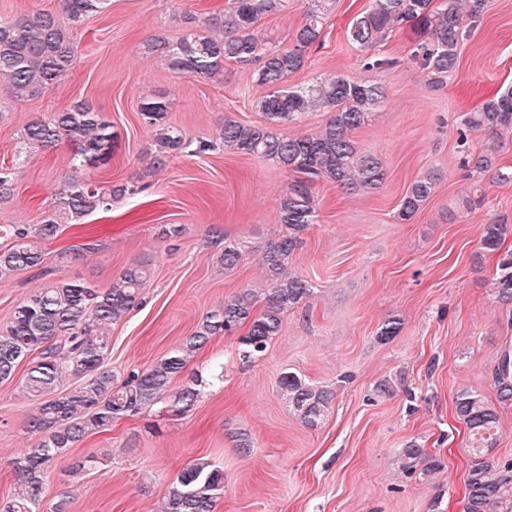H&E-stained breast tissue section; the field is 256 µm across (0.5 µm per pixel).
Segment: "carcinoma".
I'll use <instances>...</instances> for the list:
<instances>
[{"label": "carcinoma", "mask_w": 512, "mask_h": 512, "mask_svg": "<svg viewBox=\"0 0 512 512\" xmlns=\"http://www.w3.org/2000/svg\"><path fill=\"white\" fill-rule=\"evenodd\" d=\"M335 0H307L302 21L291 41L271 47L262 35V21L288 6V0H232V6L197 19L187 18L184 33L171 39L159 34L147 41L144 52L156 54L169 70L200 78L224 73L227 62H257L256 83L266 93L256 100L264 125L224 122L219 137L225 149L266 158L294 174L279 200V221L288 234L269 243L262 257L270 288L262 293L244 289L224 300V307L208 313L195 330L169 355L150 367L132 372L124 383L114 382L104 368L112 325L142 303L147 270L141 264L126 268L107 289L82 279H62L33 292L16 309L11 324L0 330V382L10 379L18 365L30 358L26 388L38 400L29 429L38 436L34 448L16 461V493L0 512H37L44 494V473L56 458L91 433L110 430L112 424L134 417L160 402L173 380L194 354L217 335L239 331L240 355L248 360L263 355L280 334L282 318L313 295L308 280L289 271L288 265L302 242L301 234L318 218L313 194L321 178L336 183L347 194H366L385 179L384 163L377 155L360 151L352 133L364 126L382 102V86L372 80L343 75L316 78L289 85L288 78L302 69L305 53L320 41L324 21ZM70 24L48 10H40L12 23L0 24V79L7 81L16 98H35L60 81L75 63L73 30L101 12L107 0H62ZM484 0H372L368 12L348 29L351 43L369 51L396 30L410 26L412 56L431 84L443 85L456 69L461 42L480 21ZM314 111L329 113L317 132L301 136L280 133V128ZM144 122L158 132L164 164L186 148L181 131L165 123L168 103L147 97L140 106ZM464 127L484 130L492 148L478 156L465 154L469 173L496 166L500 142L512 137V85L499 89L462 120ZM75 143L73 163L105 162L112 156V124L93 105L78 101L69 109L35 119L23 130L15 163H23L38 149L62 139ZM438 174L431 171L408 188L399 209L402 221L410 220L432 195ZM112 195L80 180H71L42 223L11 224L0 229L10 244L0 247V279L42 265L44 254L32 244L57 238L64 224H79L89 214L107 209ZM509 227L494 221L482 225L484 253L498 257L495 296L507 323L512 325V252L504 251ZM222 243L213 241V245ZM218 261L234 269L242 254L238 245L224 243ZM83 379L66 394L56 391L64 374ZM497 401L465 387L453 398L454 413L467 429L469 460L464 480L463 512H512V462L494 456L501 405H512V347L505 348L494 371ZM280 393L305 426L319 427L335 399L332 387L311 384L294 372L279 380ZM198 393L184 386L171 409L190 412ZM402 467L409 475L428 478L441 471L440 460L422 445L403 450ZM224 497V470L198 459L186 465L168 488L161 512H213Z\"/></svg>", "instance_id": "carcinoma-1"}]
</instances>
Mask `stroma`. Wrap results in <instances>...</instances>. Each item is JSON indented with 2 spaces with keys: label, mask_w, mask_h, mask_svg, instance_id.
I'll return each mask as SVG.
<instances>
[{
  "label": "stroma",
  "mask_w": 512,
  "mask_h": 512,
  "mask_svg": "<svg viewBox=\"0 0 512 512\" xmlns=\"http://www.w3.org/2000/svg\"><path fill=\"white\" fill-rule=\"evenodd\" d=\"M230 0H109L75 31L76 64L42 96L21 100L0 84V166L13 163L24 127L83 100L104 112L116 135L111 158L83 170L92 185L113 190L112 206L66 225L45 244L40 268L0 280V327L32 291L61 279L111 286L130 264L148 268L143 302L113 325L106 364L118 379L178 347L207 314L243 289L266 288L261 257L285 227L278 199L289 174L257 156L224 149L198 152L225 121L263 123L255 108L263 90L254 68L226 64L206 80L176 74L146 54V39L183 31L187 15L224 9ZM371 0H336L321 42L288 79L344 75L380 83L385 96L353 139L382 158L386 178L369 194H347L326 180L316 186L318 220L309 225L290 265L314 293L283 318L264 356L246 361L233 336H217L172 383L196 384L182 416L162 400L150 410L92 434L58 457L45 475L40 512H157L179 470L198 458L224 469V496L214 512H462L467 436L453 397L469 387L495 397L493 373L512 326L492 286L496 257L480 252L482 224L512 225V139L497 170L473 185L461 167V117L512 84V0H485L464 41L455 74L432 86L411 58L412 33L395 31L379 48L387 70L366 71L347 38ZM147 96L169 103L167 122L189 146L165 166L153 163L154 128L140 114ZM69 140L15 168L13 197L0 202V225L38 224L74 170ZM436 171L433 194L407 222L398 212L408 187ZM507 172L508 180L498 179ZM182 225L179 236L163 229ZM240 245L231 270L216 264L214 231ZM400 319L383 342L379 327ZM288 371L334 387L322 426H304L279 392ZM27 364L0 383V501L15 487L14 464L37 438L28 428L36 400ZM393 379V394L376 393ZM247 432L249 450L234 432ZM420 443L442 471L422 481L401 468L404 448ZM99 466L74 470L89 455Z\"/></svg>",
  "instance_id": "stroma-1"
}]
</instances>
